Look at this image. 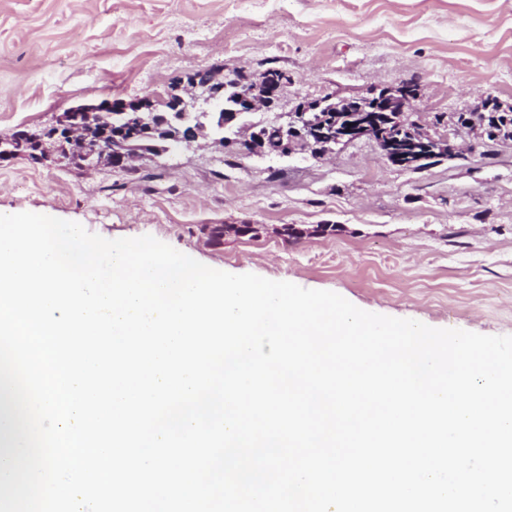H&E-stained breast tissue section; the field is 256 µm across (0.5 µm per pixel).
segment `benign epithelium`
Segmentation results:
<instances>
[{"label":"benign epithelium","instance_id":"obj_1","mask_svg":"<svg viewBox=\"0 0 512 512\" xmlns=\"http://www.w3.org/2000/svg\"><path fill=\"white\" fill-rule=\"evenodd\" d=\"M288 75L282 74L275 81H251L238 77L224 78L221 81L210 77L206 83H199V76L193 75V86L200 89L199 96L185 100L176 89L167 93V98L156 103L146 100L139 103L123 99L104 98L97 103L82 104L73 107L54 124L57 132H65L70 138L82 137L85 146L84 167L89 168L102 163L114 167H124L129 156L110 149V141L118 140L125 134L130 138L142 139L141 147L145 150L169 152L190 146L194 137H186L181 131L188 120V113L202 112L219 142H224V129L237 125L239 116L244 112H255L261 107L270 106L278 97ZM234 88L239 107H224V90ZM413 95L409 85L383 88L372 96L356 95L336 103L331 98L303 100L295 111L288 113V120L275 126L278 139L302 140L315 147L322 146L332 150V145H346L362 137L376 142L384 159L393 166L411 169L421 157L413 160V155L404 146L395 142L390 136V126L403 125L410 111ZM319 112H346L344 121L336 123V140L330 141L323 134V124L317 119ZM462 127L454 126L443 136L435 138L422 131L416 135L417 143L431 151L441 149L450 158L455 159L459 153L456 139L461 135ZM240 150L250 153L257 148H266L277 152L282 146L273 147L269 141L268 131L260 129L250 133L249 137L238 141Z\"/></svg>","mask_w":512,"mask_h":512}]
</instances>
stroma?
Wrapping results in <instances>:
<instances>
[{
    "mask_svg": "<svg viewBox=\"0 0 512 512\" xmlns=\"http://www.w3.org/2000/svg\"><path fill=\"white\" fill-rule=\"evenodd\" d=\"M290 81L299 100H341L415 81L413 119L443 124L490 98L512 107V0H0V139L40 131L102 98H161L198 71ZM464 156L414 173L362 138L334 154H242L201 137L77 170L0 160V212L150 235L201 263L434 328L512 335V140L462 134ZM254 225V233L236 227ZM332 225L315 235L313 226ZM232 226L213 244L216 226ZM292 225L305 237L288 240Z\"/></svg>",
    "mask_w": 512,
    "mask_h": 512,
    "instance_id": "obj_1",
    "label": "stroma"
}]
</instances>
